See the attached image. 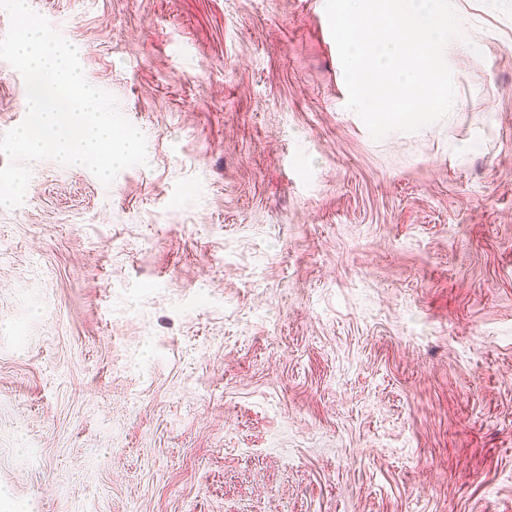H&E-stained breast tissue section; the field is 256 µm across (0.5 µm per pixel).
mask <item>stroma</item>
<instances>
[{"mask_svg":"<svg viewBox=\"0 0 512 512\" xmlns=\"http://www.w3.org/2000/svg\"><path fill=\"white\" fill-rule=\"evenodd\" d=\"M452 4L377 141L325 0H29L148 163L0 209V512H512V0Z\"/></svg>","mask_w":512,"mask_h":512,"instance_id":"obj_1","label":"stroma"}]
</instances>
